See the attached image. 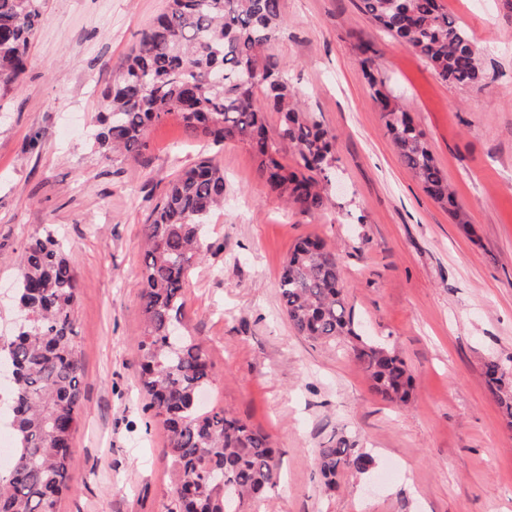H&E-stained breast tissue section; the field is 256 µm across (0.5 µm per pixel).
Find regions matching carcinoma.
I'll return each instance as SVG.
<instances>
[{
	"label": "carcinoma",
	"instance_id": "obj_1",
	"mask_svg": "<svg viewBox=\"0 0 512 512\" xmlns=\"http://www.w3.org/2000/svg\"><path fill=\"white\" fill-rule=\"evenodd\" d=\"M46 0H0V92L15 86ZM358 9L387 34L406 43L444 82L477 87L485 79L472 38L441 0H358ZM283 21L282 0H168L142 33L139 46L103 92L98 147L132 160L147 149L150 127L178 116L192 134L213 143L245 142L267 186L299 214L331 205L320 183L331 182L334 138L293 102L288 78L270 52ZM361 70L374 90L400 161L424 191L461 214L448 181L409 112L377 78L371 47H360ZM280 114L277 137L266 132V113ZM291 151L293 164L281 161ZM224 204V172L201 158L169 183L142 227L141 278L144 328L138 342L140 386L147 410L168 432L163 455L174 480L177 512H233L224 508V474L243 501L268 497L279 479L278 449L270 437L222 407L193 402L214 372L202 343L183 332L186 280L203 256L208 216ZM292 328L320 343L356 340L355 359L381 398L404 405L412 375L393 350L353 329L341 288L336 253L317 237L299 239L279 283ZM77 275L52 234L25 247L16 291L18 331L0 341V378L10 386L7 425L15 436L14 462L0 468V512H57L70 490L69 463L79 421L83 368L76 354L71 315ZM486 384L512 428V394L503 391L498 362L484 365ZM373 457L343 438L319 449L326 490L345 472L365 474Z\"/></svg>",
	"mask_w": 512,
	"mask_h": 512
}]
</instances>
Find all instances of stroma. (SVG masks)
Masks as SVG:
<instances>
[{
	"label": "stroma",
	"mask_w": 512,
	"mask_h": 512,
	"mask_svg": "<svg viewBox=\"0 0 512 512\" xmlns=\"http://www.w3.org/2000/svg\"><path fill=\"white\" fill-rule=\"evenodd\" d=\"M167 0H48L17 88L0 95V329L32 237L53 232L79 278L74 345L84 368L71 489L58 512H172L168 443L139 389L141 228L200 157L224 172L212 245L184 288L185 321L217 374L207 405L281 450L280 481L253 512H512V429L483 373L512 384V0H444L486 78L442 82L356 0H283L272 51L303 108L336 137L337 188L300 215L272 193L249 147L215 146L176 116L135 161L95 142L101 92ZM405 104L462 208L457 224L400 162L360 67V46ZM339 256L351 314L395 348L408 404L373 390L352 339L316 343L283 313L278 281L294 243ZM374 456L371 478L326 491L317 452L336 437Z\"/></svg>",
	"instance_id": "35a3bbf8"
}]
</instances>
